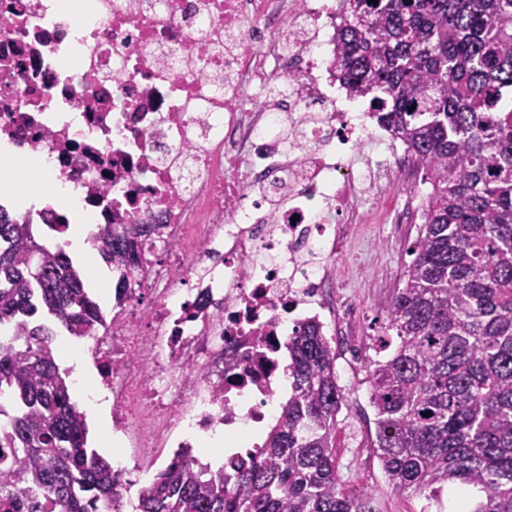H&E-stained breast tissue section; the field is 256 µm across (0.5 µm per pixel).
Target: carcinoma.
Instances as JSON below:
<instances>
[{
    "instance_id": "obj_1",
    "label": "carcinoma",
    "mask_w": 512,
    "mask_h": 512,
    "mask_svg": "<svg viewBox=\"0 0 512 512\" xmlns=\"http://www.w3.org/2000/svg\"><path fill=\"white\" fill-rule=\"evenodd\" d=\"M336 71L401 135L429 180L367 376L375 448L397 493L463 512H512V0H344ZM158 224H106L109 268L155 254ZM0 210V512H120L121 479L87 448L60 371L57 328L93 338L100 304L64 244ZM292 391L258 462L230 474L184 450L135 512H375L342 490L334 454L344 390L319 323L288 339Z\"/></svg>"
}]
</instances>
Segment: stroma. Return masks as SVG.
I'll list each match as a JSON object with an SVG mask.
<instances>
[{"instance_id":"obj_1","label":"stroma","mask_w":512,"mask_h":512,"mask_svg":"<svg viewBox=\"0 0 512 512\" xmlns=\"http://www.w3.org/2000/svg\"><path fill=\"white\" fill-rule=\"evenodd\" d=\"M407 192L402 183H392L363 210L333 269L341 306L358 312L347 322L358 349L336 358V375L345 393L335 441L338 473L346 490L373 491L375 512H428L424 497L395 493L387 484L373 448L374 414L366 383L374 356L371 340L384 324L380 306L397 287L408 259L406 249L417 234L415 225L390 221L392 208Z\"/></svg>"}]
</instances>
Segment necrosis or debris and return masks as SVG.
Segmentation results:
<instances>
[{"label": "necrosis or debris", "instance_id": "necrosis-or-debris-1", "mask_svg": "<svg viewBox=\"0 0 512 512\" xmlns=\"http://www.w3.org/2000/svg\"><path fill=\"white\" fill-rule=\"evenodd\" d=\"M342 0H0V155L42 158L69 206L30 224H158L160 254L90 357L121 475L282 417L286 343L327 324L330 261L365 201L426 180L336 77ZM366 141L378 158L360 161Z\"/></svg>", "mask_w": 512, "mask_h": 512}]
</instances>
